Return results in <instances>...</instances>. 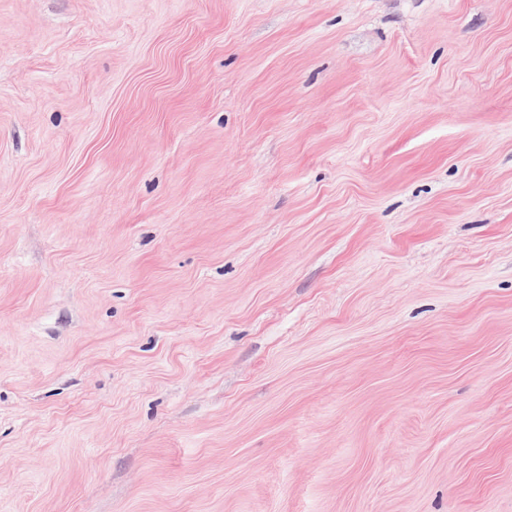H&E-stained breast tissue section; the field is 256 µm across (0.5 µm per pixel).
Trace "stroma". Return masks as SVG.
<instances>
[{
    "instance_id": "obj_1",
    "label": "stroma",
    "mask_w": 512,
    "mask_h": 512,
    "mask_svg": "<svg viewBox=\"0 0 512 512\" xmlns=\"http://www.w3.org/2000/svg\"><path fill=\"white\" fill-rule=\"evenodd\" d=\"M0 512H512V0H0Z\"/></svg>"
}]
</instances>
